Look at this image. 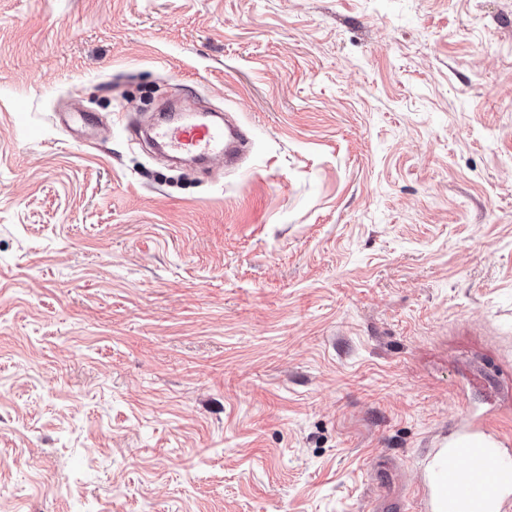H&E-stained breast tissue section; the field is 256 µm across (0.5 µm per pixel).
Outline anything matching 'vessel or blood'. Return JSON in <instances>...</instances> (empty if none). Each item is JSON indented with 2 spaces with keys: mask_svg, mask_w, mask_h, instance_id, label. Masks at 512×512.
<instances>
[{
  "mask_svg": "<svg viewBox=\"0 0 512 512\" xmlns=\"http://www.w3.org/2000/svg\"><path fill=\"white\" fill-rule=\"evenodd\" d=\"M151 140L171 156L220 158L233 167L249 137L232 121L220 124L196 116L155 122ZM441 446V457L428 456L420 463L427 512H512V437L485 423L459 430Z\"/></svg>",
  "mask_w": 512,
  "mask_h": 512,
  "instance_id": "b4317fda",
  "label": "vessel or blood"
}]
</instances>
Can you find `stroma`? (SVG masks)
<instances>
[{
  "instance_id": "35a3bbf8",
  "label": "stroma",
  "mask_w": 512,
  "mask_h": 512,
  "mask_svg": "<svg viewBox=\"0 0 512 512\" xmlns=\"http://www.w3.org/2000/svg\"><path fill=\"white\" fill-rule=\"evenodd\" d=\"M167 99L242 169L155 154ZM488 410L512 0H0V512H424Z\"/></svg>"
}]
</instances>
